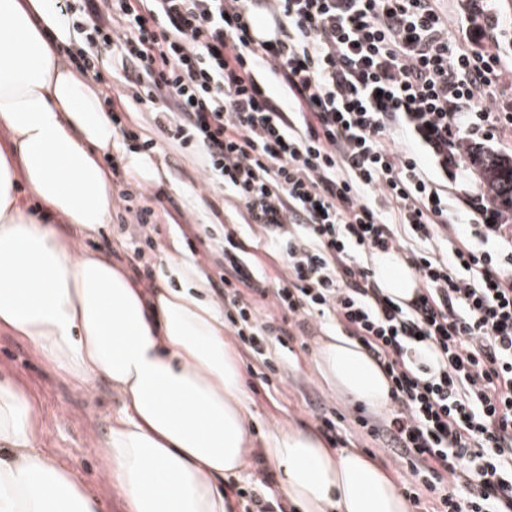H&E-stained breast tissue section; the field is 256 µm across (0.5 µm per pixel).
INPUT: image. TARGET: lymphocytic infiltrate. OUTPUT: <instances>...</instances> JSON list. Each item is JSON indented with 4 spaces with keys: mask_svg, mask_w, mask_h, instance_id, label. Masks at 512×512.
Masks as SVG:
<instances>
[{
    "mask_svg": "<svg viewBox=\"0 0 512 512\" xmlns=\"http://www.w3.org/2000/svg\"><path fill=\"white\" fill-rule=\"evenodd\" d=\"M63 3L121 69L105 106L151 107L181 147L205 153V188L243 211L249 239H218L213 288L259 381L278 370L270 341L334 325L391 383L382 453L439 512H512V225L477 193L471 237L457 241L440 180L449 151L512 128L489 6L470 0L483 46L464 50L436 0H265L272 41L252 32L254 0ZM262 251L281 258L276 276ZM390 252L415 276L413 302L385 294L362 260ZM267 297L287 326L260 316ZM424 342L427 367L415 359ZM236 495L242 512H286L266 472Z\"/></svg>",
    "mask_w": 512,
    "mask_h": 512,
    "instance_id": "f902f5d3",
    "label": "lymphocytic infiltrate"
}]
</instances>
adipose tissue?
<instances>
[{"label":"adipose tissue","instance_id":"ef3b65f1","mask_svg":"<svg viewBox=\"0 0 512 512\" xmlns=\"http://www.w3.org/2000/svg\"><path fill=\"white\" fill-rule=\"evenodd\" d=\"M57 0H0V327L80 385L107 381L121 405L104 441L129 512H228L246 465L252 414L224 321L199 268L163 259L176 287L137 285L110 258L75 253L74 236L112 221L117 150L97 89L61 61L76 43ZM386 294L411 301L417 282L396 252L377 255ZM313 361L337 395L384 413L391 383L364 347L322 337ZM264 456L296 512H409L386 471L313 430L278 426ZM0 512H101L73 470L39 446L31 397L0 382Z\"/></svg>","mask_w":512,"mask_h":512}]
</instances>
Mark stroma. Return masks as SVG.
Listing matches in <instances>:
<instances>
[{
	"mask_svg": "<svg viewBox=\"0 0 512 512\" xmlns=\"http://www.w3.org/2000/svg\"><path fill=\"white\" fill-rule=\"evenodd\" d=\"M124 128L140 139L153 140L155 150L147 155L149 167L163 169L164 182L143 177L125 183L127 200H114L112 222L99 232L79 239L76 249L94 251L113 261L129 264V233L125 228L133 211L149 207L157 215V245L145 249L144 259L155 277H166L161 264L164 254L173 252L194 262L202 272L211 273L209 254L225 228L235 229L239 237L250 234L231 196L217 195L200 184L205 160L201 152L179 146L155 121V114L145 105L129 102L119 115ZM322 329H313L304 343H293L291 350L277 352L280 371L270 386H262L251 375L243 380L254 414L251 421L253 441H261L278 425L289 424L317 428L314 418L324 405L336 408L344 419L341 430L351 447L376 452L396 484H403L407 473L398 463L378 454V437L356 423L357 408L345 405L318 373L312 352ZM0 380L23 386L35 398L38 410L40 446L58 464L76 470L85 488L102 503V512H127L119 488L107 477L108 462L103 439L119 402L106 381H96L82 388L46 362L30 345L13 332L0 328Z\"/></svg>",
	"mask_w": 512,
	"mask_h": 512,
	"instance_id": "35a3bbf8",
	"label": "stroma"
}]
</instances>
